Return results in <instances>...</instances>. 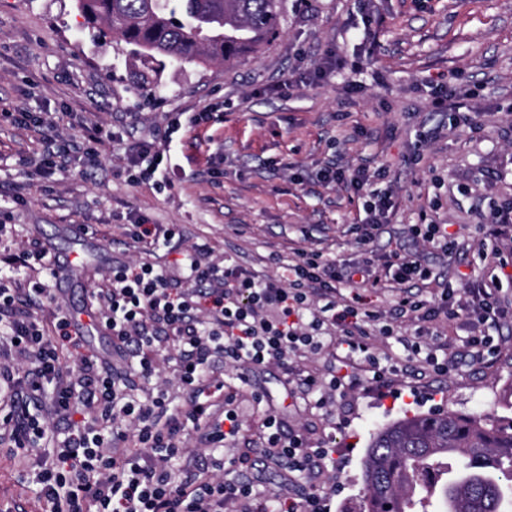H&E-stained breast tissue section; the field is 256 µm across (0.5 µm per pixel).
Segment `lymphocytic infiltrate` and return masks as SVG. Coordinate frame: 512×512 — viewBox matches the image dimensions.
Here are the masks:
<instances>
[{
	"label": "lymphocytic infiltrate",
	"instance_id": "1",
	"mask_svg": "<svg viewBox=\"0 0 512 512\" xmlns=\"http://www.w3.org/2000/svg\"><path fill=\"white\" fill-rule=\"evenodd\" d=\"M386 166L371 172L329 166L318 176L328 184H345L361 191L366 222L371 228L389 223L394 204L389 190L379 188ZM209 249L197 245L184 251L179 265L187 287L174 288L162 266L153 263L117 264L107 285L92 295L91 305L101 326L112 334L121 365L105 359L84 360L78 371L65 369L60 346L72 342L71 323L58 317L53 330L32 318L49 293L47 283L30 288L0 287V341L27 361L26 374L0 365V442L11 443L13 454L34 458L42 498L51 512H325L323 494L311 491L294 499L270 494L269 505L258 504L253 481L242 471L260 459L286 464L289 481L310 478L327 468L333 451L310 447L298 433H285L275 415L265 416L252 454L230 458L223 474L183 463L185 443L219 452L235 444L244 411L236 402V388L212 368L214 357L228 360L239 381L270 364L287 365L295 357L327 355L325 373H301L296 391L319 389L333 395L367 384L384 386L397 360L424 358L444 372L438 358L447 344L434 339L423 353L421 337L438 317H453L449 289H442L438 305L400 299L399 315L416 314L413 334L396 336L391 321L367 309L359 297L337 300L339 285L356 290L378 287L372 259L351 263L328 260L319 252H298L284 276H260L229 262L208 259ZM466 307L473 329L465 342L466 355L480 353L490 339L479 328L499 319L501 308L492 287L473 288ZM375 322L386 336H396L401 358H380L369 342L365 323ZM169 362L187 394V404L169 412L165 388L146 392L159 362ZM51 385L50 407L37 418L23 405L39 399ZM90 410L76 419L78 408ZM54 416L70 419L66 437L51 455L39 450L51 432Z\"/></svg>",
	"mask_w": 512,
	"mask_h": 512
}]
</instances>
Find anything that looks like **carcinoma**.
<instances>
[{"instance_id": "1", "label": "carcinoma", "mask_w": 512, "mask_h": 512, "mask_svg": "<svg viewBox=\"0 0 512 512\" xmlns=\"http://www.w3.org/2000/svg\"><path fill=\"white\" fill-rule=\"evenodd\" d=\"M143 63L241 58L281 31L283 0H76ZM360 512H512V415L417 414L370 434Z\"/></svg>"}]
</instances>
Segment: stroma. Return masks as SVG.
<instances>
[{
  "label": "stroma",
  "mask_w": 512,
  "mask_h": 512,
  "mask_svg": "<svg viewBox=\"0 0 512 512\" xmlns=\"http://www.w3.org/2000/svg\"><path fill=\"white\" fill-rule=\"evenodd\" d=\"M281 32L246 57L227 63L130 66L125 44L91 37L75 0H0V255L39 243L59 269L51 294L35 311L51 324L71 316L84 351L111 357L112 337L97 323L90 296L113 264L153 262L174 287L187 282L175 265L181 251L208 244L213 256L256 274H283L296 250L357 262L372 258L382 286L367 305L391 308L396 291L388 262L411 253L439 283L408 285L414 300H434L441 285L469 299L495 282L505 311L486 326L481 359L458 357L471 327L465 317L439 318L438 332L458 360L444 375L415 361L388 389L364 386L321 407L317 393L288 397L287 373L257 370L243 394L263 393L240 438L268 413L312 444L335 448L336 467L299 488L277 467L254 466L262 489L326 491L330 512H358L361 459L370 434L415 413L452 408L467 414L512 397V232L490 234V211L512 208V0H284ZM370 29L366 46L355 36ZM343 68L318 77L330 55ZM292 81L288 93L280 84ZM443 84L470 91L475 123L451 127V113L432 105ZM43 112L51 128L36 132L13 119ZM205 120L191 123V116ZM182 127L170 132L172 118ZM117 140L91 144L92 126ZM67 149L66 174L44 182L33 174L46 139ZM147 141L167 155L161 182L134 183L125 156ZM347 169L386 166L395 202L391 224L364 239L362 198L321 182L329 162ZM173 224L171 242L150 250L122 246L129 225ZM87 224V240L69 226ZM413 224H444L443 251L411 240ZM30 471L0 450V512H46Z\"/></svg>",
  "instance_id": "1"
}]
</instances>
